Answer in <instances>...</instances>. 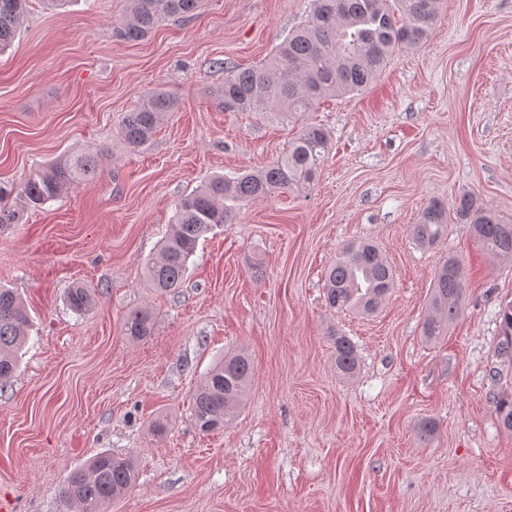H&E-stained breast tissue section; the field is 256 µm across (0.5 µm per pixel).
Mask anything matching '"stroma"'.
Returning <instances> with one entry per match:
<instances>
[{
	"label": "stroma",
	"instance_id": "35a3bbf8",
	"mask_svg": "<svg viewBox=\"0 0 512 512\" xmlns=\"http://www.w3.org/2000/svg\"><path fill=\"white\" fill-rule=\"evenodd\" d=\"M312 3L205 0L121 42L124 0H28L0 54V186L77 152L102 158L94 180L0 228V285L32 321L0 386V500L13 512H63L67 474L105 450L137 471L108 512H512V431L494 412L512 392L496 321L512 265L455 220L430 247L409 232L428 202L463 193L512 218V0H440L423 45L300 119L224 111L210 91L225 69L271 55ZM157 88L178 108L129 146L118 119ZM307 123L332 136L314 186L243 204L201 239L180 288H150L145 263L178 201L212 176L270 164ZM359 239L394 271L371 317L325 299L327 269ZM450 256L465 271V311L430 342L422 323ZM74 282L93 292L90 311L66 306ZM134 308L155 316L147 340L121 333ZM333 329L356 347L353 378L336 371ZM240 350L254 365L241 408L223 431L200 433L189 396ZM427 419L436 431L425 437Z\"/></svg>",
	"mask_w": 512,
	"mask_h": 512
}]
</instances>
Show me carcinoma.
<instances>
[{
  "mask_svg": "<svg viewBox=\"0 0 512 512\" xmlns=\"http://www.w3.org/2000/svg\"><path fill=\"white\" fill-rule=\"evenodd\" d=\"M27 0H0V52L15 38L24 21ZM204 0H126L124 16L113 26L123 41L147 37L163 21L197 14ZM439 0H315L309 18L289 33L263 62L224 75L212 96L226 112H279L298 118L314 111L328 97L365 91L381 75L391 57L429 37ZM175 96L163 89L143 96L137 108L118 121V135L131 146L153 137L160 120L176 110ZM331 147L329 132L307 124L272 164L260 170L221 175L176 206L174 225L158 253L146 264L150 287L168 292L178 287L196 253L199 240L217 227L232 223L241 204L267 198L285 189L315 182L320 164ZM96 153H82L34 169L15 191V202L0 207V226L20 224L25 212L58 198L63 192L93 180L99 170ZM471 225L476 242L491 257L512 260V219L499 216L470 194L455 198L452 207L430 202L410 234L417 244L432 246L448 231L450 213ZM394 283L393 270L380 250L367 241L344 246L326 274L330 307L364 316L378 312ZM464 271L453 257L435 272L430 311L423 336L437 340L448 335L462 314ZM67 304L77 313L88 311L94 299L80 285L67 290ZM498 351L512 361V303L498 312ZM30 316L17 294L0 288V383L13 378L18 353L28 338ZM122 334L132 340L153 335L154 319L146 309H133L123 318ZM333 336L336 370L353 376L358 358L353 342ZM253 364L241 353L217 360L190 395L191 420L202 432L224 427L235 418L239 402L251 383ZM498 422L512 431V393L495 400ZM135 480L130 459L110 451L72 470L61 497L69 512H106Z\"/></svg>",
  "mask_w": 512,
  "mask_h": 512,
  "instance_id": "1",
  "label": "carcinoma"
}]
</instances>
